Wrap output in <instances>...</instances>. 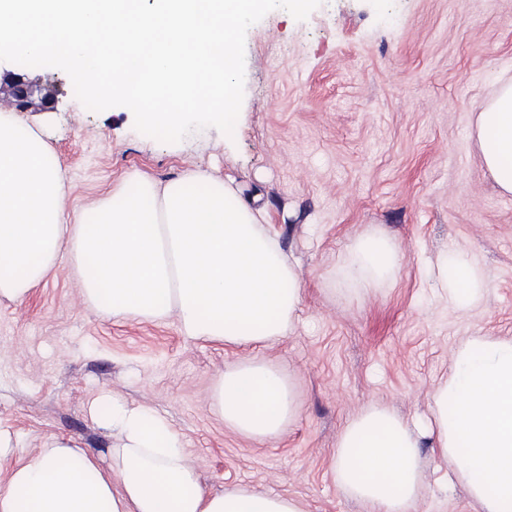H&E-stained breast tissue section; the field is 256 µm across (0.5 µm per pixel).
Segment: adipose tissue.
Listing matches in <instances>:
<instances>
[{"instance_id": "adipose-tissue-1", "label": "adipose tissue", "mask_w": 512, "mask_h": 512, "mask_svg": "<svg viewBox=\"0 0 512 512\" xmlns=\"http://www.w3.org/2000/svg\"><path fill=\"white\" fill-rule=\"evenodd\" d=\"M479 156L512 194V82L476 116ZM52 150L36 133L0 121V297L22 300L62 251H69L85 298L116 318L177 316L185 336L243 347L286 335L302 288L270 229L260 194L234 177L191 172L158 184L136 175L72 223ZM395 244L360 235L340 266L355 291L389 283ZM437 280L457 310L478 306L488 282L467 246L449 248ZM214 402L225 424L246 437H273L295 413L287 375L241 360L220 374ZM92 418L115 433L111 463L63 435L11 467L0 512H303L293 498L245 488L206 491L181 436L159 413L131 407L105 390ZM434 449L467 486L480 512H512V336L472 335L453 347L448 378L432 393L427 427ZM417 435L387 408L343 430L335 481L368 512H405L420 483Z\"/></svg>"}]
</instances>
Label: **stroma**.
Masks as SVG:
<instances>
[{
  "label": "stroma",
  "instance_id": "obj_1",
  "mask_svg": "<svg viewBox=\"0 0 512 512\" xmlns=\"http://www.w3.org/2000/svg\"><path fill=\"white\" fill-rule=\"evenodd\" d=\"M51 88L55 104L20 112L0 89V117L51 147L65 206L79 216L145 174L234 176L260 190L287 257L302 275L299 316L285 336L235 348L183 335L176 317L115 319L82 294L69 252L20 301L0 298V428L14 457L51 433L108 461L115 439L89 407L109 388L163 415L208 491H271L304 512H367L334 481L345 426L386 407L416 432L450 353L474 333L512 336V195L496 186L474 120L512 81V0H322L306 20L276 9L245 42L244 99L233 136L214 128L166 144L138 133L124 106L101 112L54 67L0 61V75ZM376 231L399 247L392 282L366 295L336 277L352 241ZM467 244L489 286L480 306L449 305L440 256ZM246 358L289 377L297 413L274 437L225 425L212 395ZM422 485L408 512H475L448 463L420 442Z\"/></svg>",
  "mask_w": 512,
  "mask_h": 512
}]
</instances>
